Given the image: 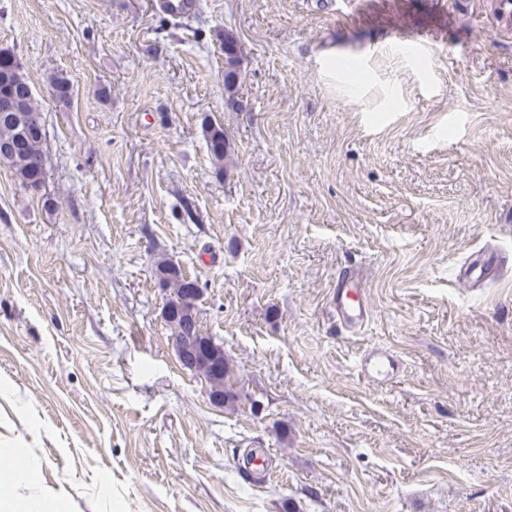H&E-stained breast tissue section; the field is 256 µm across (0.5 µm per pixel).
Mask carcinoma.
I'll return each instance as SVG.
<instances>
[{
  "label": "carcinoma",
  "instance_id": "obj_1",
  "mask_svg": "<svg viewBox=\"0 0 512 512\" xmlns=\"http://www.w3.org/2000/svg\"><path fill=\"white\" fill-rule=\"evenodd\" d=\"M224 51V93L233 98L239 92L241 70L240 47L236 36L226 31L221 41ZM0 80L11 86L20 98L24 122L28 129L25 140L20 144L16 159L3 163L18 179L19 184L35 195L43 190L45 170H47L44 150L45 138L38 130L44 126L40 105L35 98L29 78L23 66L8 49H0ZM53 96L60 102H67L72 96V85L64 77H58L51 84ZM206 144L218 170H224V158L231 152V146L224 128L211 122H203ZM154 275L162 288H169L176 294L165 318L181 336H190L195 342H202L204 336L196 329L194 318L197 294L194 288L198 282L184 276L179 267L167 261L155 264ZM210 388L224 390V404L235 402L236 394L229 385V366H224L221 375L212 378Z\"/></svg>",
  "mask_w": 512,
  "mask_h": 512
}]
</instances>
